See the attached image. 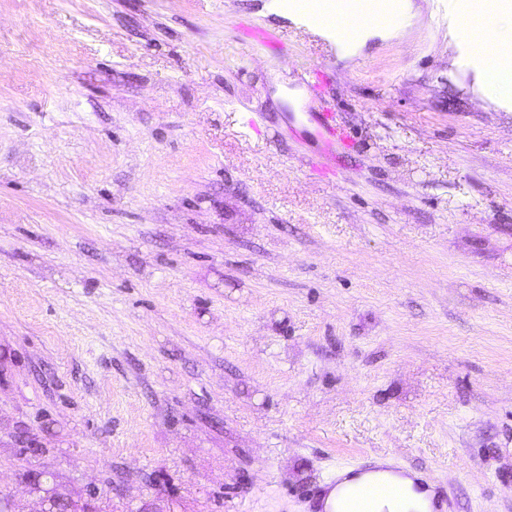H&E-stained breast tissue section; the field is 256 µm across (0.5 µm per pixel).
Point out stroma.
Here are the masks:
<instances>
[{
    "mask_svg": "<svg viewBox=\"0 0 512 512\" xmlns=\"http://www.w3.org/2000/svg\"><path fill=\"white\" fill-rule=\"evenodd\" d=\"M266 2L0 0L15 512L31 473L102 512H311L384 455L447 512H512V110L466 0L347 54ZM332 113L333 112L328 108L326 109V112L318 113V156L321 159L333 160L336 162V158L339 159V155L341 154L340 148L343 144H346L349 141V137L336 129V125L333 124Z\"/></svg>",
    "mask_w": 512,
    "mask_h": 512,
    "instance_id": "1",
    "label": "stroma"
}]
</instances>
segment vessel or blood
<instances>
[{
	"label": "vessel or blood",
	"instance_id": "obj_1",
	"mask_svg": "<svg viewBox=\"0 0 512 512\" xmlns=\"http://www.w3.org/2000/svg\"><path fill=\"white\" fill-rule=\"evenodd\" d=\"M286 11L307 20L326 22L337 50L351 47L350 39L340 30L337 21L347 15L362 19L365 15L402 17V0H277ZM320 158L333 160L348 141L337 130L330 112L318 115ZM329 487L341 489L335 512H381L382 505H391V512H411L410 498L420 495L421 512H447L448 504L438 486L416 476L411 469L397 463L376 465L364 463L342 477L330 478Z\"/></svg>",
	"mask_w": 512,
	"mask_h": 512
}]
</instances>
